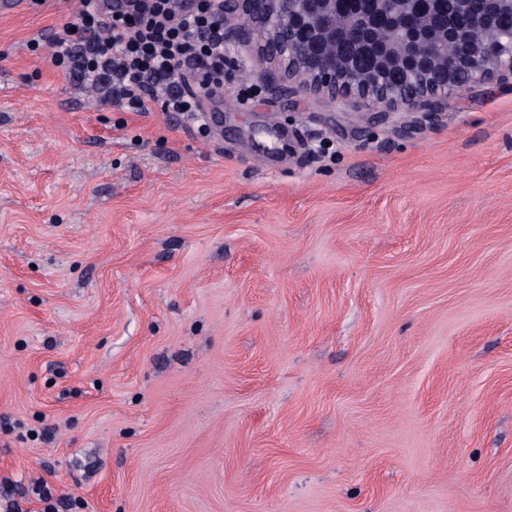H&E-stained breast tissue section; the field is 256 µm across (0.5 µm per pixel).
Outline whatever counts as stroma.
Returning a JSON list of instances; mask_svg holds the SVG:
<instances>
[{"label":"stroma","mask_w":512,"mask_h":512,"mask_svg":"<svg viewBox=\"0 0 512 512\" xmlns=\"http://www.w3.org/2000/svg\"><path fill=\"white\" fill-rule=\"evenodd\" d=\"M0 12V501L512 512V79L435 117L130 112Z\"/></svg>","instance_id":"35a3bbf8"}]
</instances>
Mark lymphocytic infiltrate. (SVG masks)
<instances>
[{
	"label": "lymphocytic infiltrate",
	"mask_w": 512,
	"mask_h": 512,
	"mask_svg": "<svg viewBox=\"0 0 512 512\" xmlns=\"http://www.w3.org/2000/svg\"><path fill=\"white\" fill-rule=\"evenodd\" d=\"M74 21L49 43L53 66L104 102L131 112L201 109L202 97L224 91V0H126L104 13L80 0Z\"/></svg>",
	"instance_id": "f902f5d3"
}]
</instances>
